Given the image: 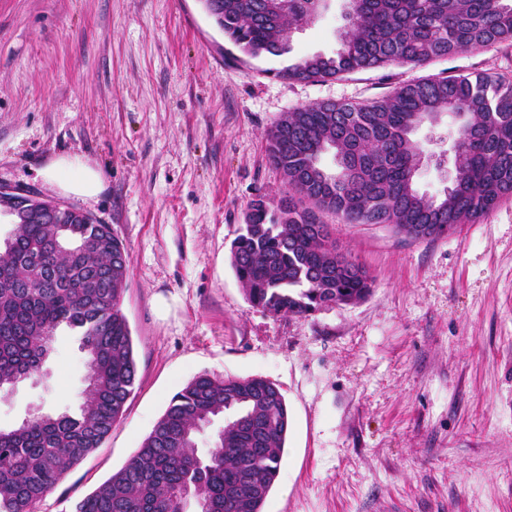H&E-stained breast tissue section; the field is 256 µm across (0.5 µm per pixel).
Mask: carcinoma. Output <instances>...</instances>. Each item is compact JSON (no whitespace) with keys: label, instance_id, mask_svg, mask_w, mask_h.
Returning <instances> with one entry per match:
<instances>
[{"label":"carcinoma","instance_id":"1","mask_svg":"<svg viewBox=\"0 0 512 512\" xmlns=\"http://www.w3.org/2000/svg\"><path fill=\"white\" fill-rule=\"evenodd\" d=\"M327 0H204L245 55L290 52L291 34ZM348 26L333 55L305 56L278 75L322 81L359 71L424 67L512 43V0H345ZM456 121L455 182L440 199L418 191L424 154L411 138L442 114ZM331 153L337 169L324 168ZM267 158L283 178L279 200H253L231 244L248 301L274 316L354 304L371 290L361 264L338 251L344 224H387L436 241L512 197V80L476 73L409 81L379 99L301 106L267 133ZM131 257L108 224H18L0 246V390L40 375L57 330L79 333L87 386L77 415H39L0 428V512H35L123 416L137 381L122 311ZM231 415L201 453L196 437ZM289 431L285 398L261 378L202 373L173 395L142 446L72 512H262Z\"/></svg>","mask_w":512,"mask_h":512}]
</instances>
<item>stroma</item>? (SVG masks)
I'll return each instance as SVG.
<instances>
[{
  "label": "stroma",
  "mask_w": 512,
  "mask_h": 512,
  "mask_svg": "<svg viewBox=\"0 0 512 512\" xmlns=\"http://www.w3.org/2000/svg\"><path fill=\"white\" fill-rule=\"evenodd\" d=\"M343 0L295 32L289 54L250 57L201 0H0V185L111 225L131 264L122 310L138 379L123 417L36 512L73 503L121 469L198 374L275 383L291 432L262 512H512V198L434 242L386 224L335 227L373 279L369 296L305 317L252 307L230 247L250 203L282 176L267 131L286 112L387 95L434 76L512 78V44L423 68L292 82L277 70L333 54ZM453 124L415 129L416 186L441 197ZM65 157L96 169V196L43 177ZM174 299L168 316L157 296ZM41 376L0 395V427L75 414L86 354L62 328Z\"/></svg>",
  "instance_id": "35a3bbf8"
}]
</instances>
